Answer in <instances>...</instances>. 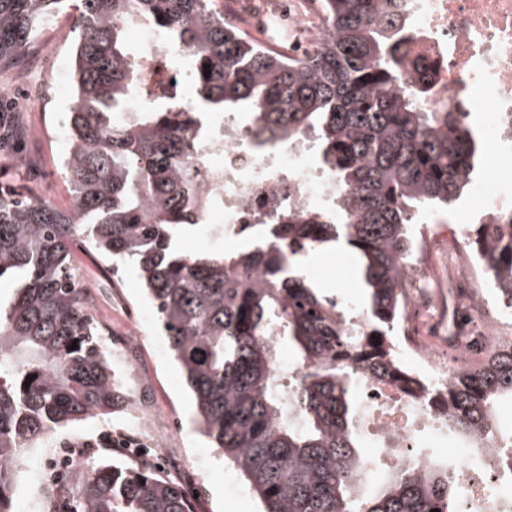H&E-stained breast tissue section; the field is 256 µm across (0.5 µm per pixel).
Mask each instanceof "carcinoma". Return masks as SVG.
Instances as JSON below:
<instances>
[{"mask_svg":"<svg viewBox=\"0 0 512 512\" xmlns=\"http://www.w3.org/2000/svg\"><path fill=\"white\" fill-rule=\"evenodd\" d=\"M320 4V40L294 59L254 42L225 17L224 0H80L68 112L75 151L62 161L73 211L0 192V278L17 279L14 298L0 305V512H13L9 464L22 449L127 403L79 287L71 243L80 233L112 263L136 266L201 433L261 512H456L463 486L448 481L455 463L435 455L423 471L399 465L372 486L357 389L362 376L416 394L394 334L405 310L400 269L423 238L411 224L416 212L446 211L460 197L480 142L460 113L420 111L432 85L421 79L403 89L406 74L426 64L412 55L415 33L397 0ZM69 6L0 0V64L27 52L47 11ZM131 25L186 50L193 108L168 93L160 106L128 111L138 81L125 43ZM240 109L250 113L246 136L258 148L313 139L336 179V215L286 224L275 215L244 248L181 255L175 239L197 228L189 128L208 112ZM466 241L512 320V223L472 224ZM337 242L354 250L365 291L347 331L344 311L302 270L308 254ZM273 323L299 366L286 404L273 387ZM435 395L448 436L490 454L478 437L494 434L499 467L511 476L512 426L503 428L495 410L512 400V339L449 373ZM70 512L191 510L168 477L136 463L93 462Z\"/></svg>","mask_w":512,"mask_h":512,"instance_id":"cac0c4a2","label":"carcinoma"}]
</instances>
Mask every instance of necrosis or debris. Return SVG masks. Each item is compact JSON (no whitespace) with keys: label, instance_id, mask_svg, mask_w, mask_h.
Wrapping results in <instances>:
<instances>
[{"label":"necrosis or debris","instance_id":"4bbe7bcc","mask_svg":"<svg viewBox=\"0 0 512 512\" xmlns=\"http://www.w3.org/2000/svg\"><path fill=\"white\" fill-rule=\"evenodd\" d=\"M401 8L419 33L413 52L427 58L435 84V95L421 100V110L445 105L453 112L490 113L482 138L492 152L512 160V0H402ZM241 12L258 37L292 57L309 53L320 36L321 21L308 0H247ZM139 52V87L131 102L135 110L155 105L160 87L172 79L166 65L172 48L158 33L143 32ZM40 62V78L25 82L24 97L13 96L12 80H0V100L24 112L44 102L48 89L63 93L69 85L64 53L41 54ZM189 134L200 145L193 167L199 202L195 221L201 235L221 240L225 250L237 249L255 236L269 214L310 216L326 212L333 201L335 182L312 160L310 147L284 146L261 153L232 112L210 113ZM505 179L512 181V167L483 171L476 182L480 223L503 224L512 218V189L501 187ZM446 248L448 264L437 291L422 293L424 266L401 270L408 310L399 347L425 385L477 356L485 341L512 330L479 292L484 269L456 242ZM434 311L443 315L440 330L456 337L453 347L429 345L417 336L419 324ZM360 396L363 432L376 438L395 462L425 468L428 461L417 452L419 436L426 432L445 438L442 410L376 381H362ZM133 412L136 426L126 437V456L143 461L141 449L146 446L152 448L156 463L164 464L175 437L171 424L160 422L148 408L137 406ZM456 477L469 488L458 512H506L512 503V484L502 485L493 460L464 455Z\"/></svg>","mask_w":512,"mask_h":512}]
</instances>
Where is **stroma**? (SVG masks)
<instances>
[{
	"instance_id": "stroma-1",
	"label": "stroma",
	"mask_w": 512,
	"mask_h": 512,
	"mask_svg": "<svg viewBox=\"0 0 512 512\" xmlns=\"http://www.w3.org/2000/svg\"><path fill=\"white\" fill-rule=\"evenodd\" d=\"M45 118L41 112H8L0 115V188L36 196L53 206L67 210L72 195L65 182L59 161L61 153L53 137H32L31 131ZM480 202L473 191H466L448 211L447 221H440L429 212L417 214L416 224L427 234L444 240L459 234L463 223L474 219ZM74 265L81 283L90 287L92 313L113 335L121 336L129 329L128 314L133 309L148 308L140 281L132 266H125L121 278L112 275V264L103 259L85 241L75 237L72 245ZM321 271L315 279L318 287L338 304H355L361 296L355 288L358 279L351 251L329 250L319 253ZM155 332L146 329L145 338L132 355V363L123 371L124 386L135 391L146 384L155 412L161 417L176 418L180 432L171 453L178 468L169 476L182 485L193 487L196 512H258L253 496L234 495L224 476L230 468L222 458H215L208 474L198 475L190 465L206 443L198 432L194 407L182 387L176 366L170 356L158 355ZM133 421L128 409L118 408L111 414L73 423L46 435L39 444L42 452H55L57 443L67 440L81 447L85 462L119 457L118 449L105 445L104 440L127 431Z\"/></svg>"
}]
</instances>
